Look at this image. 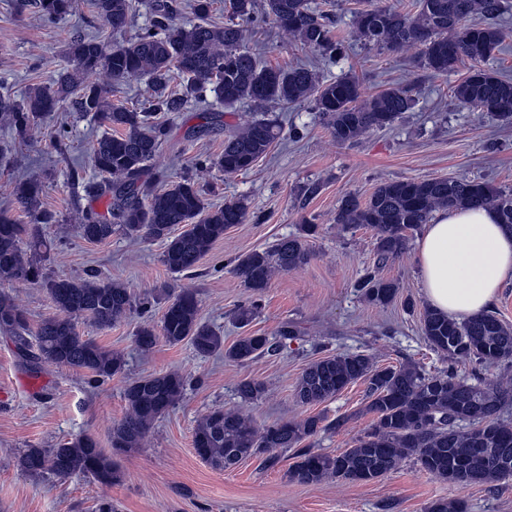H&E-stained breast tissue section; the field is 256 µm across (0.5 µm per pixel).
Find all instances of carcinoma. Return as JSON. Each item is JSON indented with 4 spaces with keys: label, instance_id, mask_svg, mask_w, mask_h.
Listing matches in <instances>:
<instances>
[{
    "label": "carcinoma",
    "instance_id": "1",
    "mask_svg": "<svg viewBox=\"0 0 512 512\" xmlns=\"http://www.w3.org/2000/svg\"><path fill=\"white\" fill-rule=\"evenodd\" d=\"M229 18L222 26L206 22L213 0H194L200 22L190 26L175 20L170 0H154V19L134 39L111 44L102 37L74 32L67 54L76 73H63L53 83L33 88L23 99L0 94V117L10 126L13 141L0 143V162L11 154L15 141H24L40 117L55 112L68 101L78 112L93 114L117 129L99 139L92 161L97 177L83 184L90 205L78 211V228L90 242H102L119 232L128 238H151L165 243L163 262L173 274L194 271L213 243L249 215L244 199L209 207L200 186L201 174L212 169L226 175L247 172L278 138L279 127L255 118L245 127L225 135L224 150L196 163V173L167 187H157L149 169L167 134L163 117L181 111L188 100L210 88L225 107L250 100L294 102L310 95L315 107L328 120L334 140L352 143L367 131L390 125L409 111L415 99L409 88H392L370 101L362 100L361 88L351 77L325 85L316 83L312 71L301 67L273 68L259 65L240 48L241 22L252 18L254 0H228ZM33 6L48 20L68 14L71 0H33ZM503 0H419L416 14L374 8L371 21L358 13L359 35L393 50L416 46L427 69L446 74L463 59L474 63L469 75L453 90L456 102L491 112L512 121V81L503 80L481 67L504 39L494 23ZM104 26L121 30L132 19L131 0H95ZM266 15L303 44L330 56L341 53L342 42L334 34V21L313 11L307 0H265ZM481 14L484 23L470 17ZM103 73L106 80L91 83L89 74ZM182 78L179 92L170 91L174 75ZM139 79L148 109L137 111L115 106L110 100L112 84ZM44 185L39 179L12 184V194L29 216L20 224L0 213V285L27 283L44 286L57 314L44 320L28 340L25 313L6 294L0 295V327L13 334L18 349L35 367L52 364L87 372L93 381L105 382L122 373L123 356L82 336L74 319L90 318L101 328L125 318L134 307L123 285L95 275L79 278L46 276L43 261L54 243L41 236L39 224H56V213L42 206ZM108 200V215L93 203ZM493 209L500 223L512 229V192L481 179L395 180L381 183L362 202L345 195L336 211V223L364 225L375 236L376 264L386 265L409 249L410 241L435 212L452 208ZM188 229L175 233L176 226ZM317 225L304 224L300 232L277 241L269 250L241 255L235 274L249 292V299L234 313L237 325L251 324L260 309V298L273 276L298 269L310 260L308 239ZM364 299L385 306L398 295L399 284L367 270L357 282ZM166 307L160 324L140 323L135 341L143 351L159 339L171 345L188 341L200 357L220 350L224 360L247 364L279 350L283 340L296 335V326L285 323L274 341L263 334L248 333L224 347V337L199 319L195 290L164 292ZM422 335L433 350L448 355V371L428 373L420 366H378L370 355L325 356L311 362L296 387L297 400L305 405L325 402L348 385L367 383L366 411L374 415L371 429L338 454L315 448L310 438L319 431L322 418L282 420L262 428L240 409L214 408L203 415L193 432V448L216 469H229L249 457H263L273 465L279 450H295L297 461L290 475L302 483L328 478L369 482L385 476L407 458L441 480L448 470L464 464L467 474L456 484L499 482L512 478V425L499 420L511 390L468 366L485 365L486 357L498 362L512 359V328L491 311L457 321L427 309L421 322ZM185 378L164 373L126 382L123 397L127 415L112 427V448H138L155 422L182 397ZM241 402L252 404L265 394L253 379L239 383ZM17 465L33 476L65 479L84 475L110 485L118 480L112 457L90 436H79L55 448H26ZM425 512H467L461 499H437Z\"/></svg>",
    "mask_w": 512,
    "mask_h": 512
}]
</instances>
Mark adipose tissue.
I'll return each mask as SVG.
<instances>
[{
    "label": "adipose tissue",
    "instance_id": "ef3b65f1",
    "mask_svg": "<svg viewBox=\"0 0 512 512\" xmlns=\"http://www.w3.org/2000/svg\"><path fill=\"white\" fill-rule=\"evenodd\" d=\"M416 262L428 306L464 320L512 281V232L488 208L443 210L424 225Z\"/></svg>",
    "mask_w": 512,
    "mask_h": 512
}]
</instances>
